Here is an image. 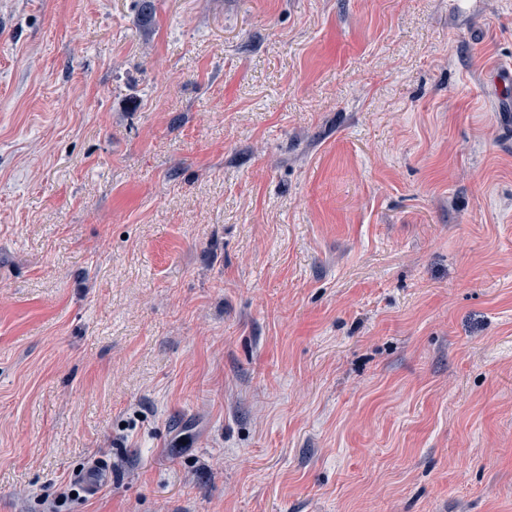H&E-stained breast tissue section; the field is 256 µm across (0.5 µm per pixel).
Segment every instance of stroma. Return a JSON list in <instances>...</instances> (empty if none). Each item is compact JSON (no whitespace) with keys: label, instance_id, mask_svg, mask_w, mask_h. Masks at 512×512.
Here are the masks:
<instances>
[{"label":"stroma","instance_id":"stroma-1","mask_svg":"<svg viewBox=\"0 0 512 512\" xmlns=\"http://www.w3.org/2000/svg\"><path fill=\"white\" fill-rule=\"evenodd\" d=\"M144 1L0 0V512H512V0Z\"/></svg>","mask_w":512,"mask_h":512}]
</instances>
